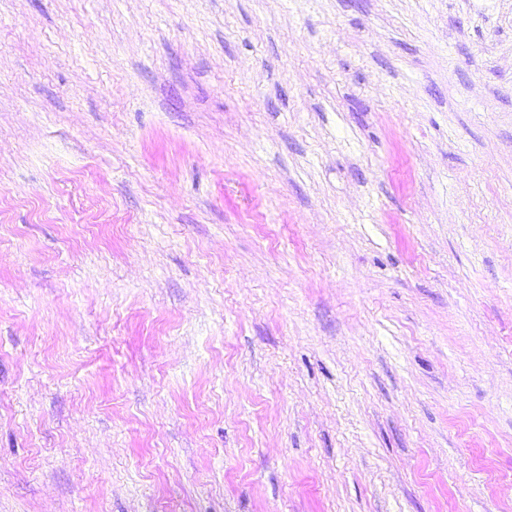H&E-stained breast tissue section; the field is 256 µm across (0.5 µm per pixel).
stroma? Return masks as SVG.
Instances as JSON below:
<instances>
[{"label": "stroma", "mask_w": 512, "mask_h": 512, "mask_svg": "<svg viewBox=\"0 0 512 512\" xmlns=\"http://www.w3.org/2000/svg\"><path fill=\"white\" fill-rule=\"evenodd\" d=\"M0 512H512V0H0Z\"/></svg>", "instance_id": "obj_1"}]
</instances>
